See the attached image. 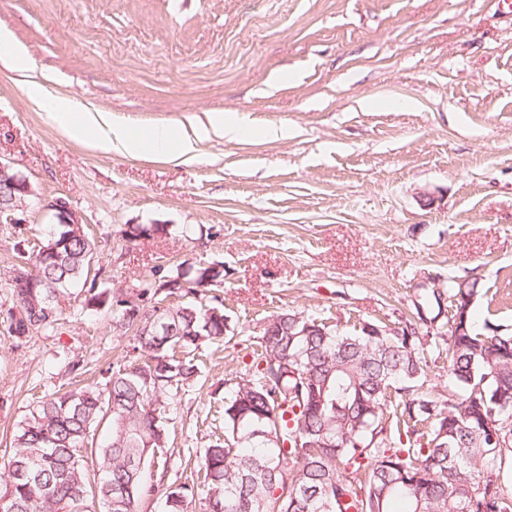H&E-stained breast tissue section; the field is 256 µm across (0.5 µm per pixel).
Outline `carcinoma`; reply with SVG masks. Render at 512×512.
<instances>
[{"label":"carcinoma","instance_id":"carcinoma-1","mask_svg":"<svg viewBox=\"0 0 512 512\" xmlns=\"http://www.w3.org/2000/svg\"><path fill=\"white\" fill-rule=\"evenodd\" d=\"M166 224H134L130 242L168 236ZM15 258L34 282L14 288L15 332L52 329L62 297L86 288V307L109 301L95 291V244L85 226L56 224L39 249L21 238ZM224 285V264L159 265L137 297L115 300L119 326L132 333L128 359L105 383L83 381L40 401L12 440L0 474L3 512H140L162 497L165 512H512V332L477 328V281L448 280L449 308L460 315L448 339L455 391L443 408L408 398L427 361L410 326L365 322L340 332L324 319L273 314L254 349V377L224 398V434L198 463L200 478L174 489L144 478L167 453L172 390L195 380V351L224 341V302L166 304ZM105 444L91 456L103 422Z\"/></svg>","mask_w":512,"mask_h":512}]
</instances>
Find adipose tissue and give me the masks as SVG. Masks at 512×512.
I'll list each match as a JSON object with an SVG mask.
<instances>
[{"instance_id": "ef3b65f1", "label": "adipose tissue", "mask_w": 512, "mask_h": 512, "mask_svg": "<svg viewBox=\"0 0 512 512\" xmlns=\"http://www.w3.org/2000/svg\"><path fill=\"white\" fill-rule=\"evenodd\" d=\"M47 107L71 138L78 139L85 133H93L97 147L106 153L117 149L131 156L150 152L173 160H187L195 156L199 143L212 134H221L228 141H238L254 132L253 127L235 113L217 115L208 124L189 132L160 125L143 135L127 126L112 123L101 114L76 111L72 101L66 98L48 101Z\"/></svg>"}]
</instances>
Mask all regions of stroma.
I'll use <instances>...</instances> for the list:
<instances>
[{
    "mask_svg": "<svg viewBox=\"0 0 512 512\" xmlns=\"http://www.w3.org/2000/svg\"><path fill=\"white\" fill-rule=\"evenodd\" d=\"M0 29L28 60L0 65V162L32 188L0 225V462L37 401L129 343L79 292L54 329L11 332L14 244L43 237L57 201L88 225L111 295L160 264L224 265L231 330L168 398L174 443L146 471L168 486L221 426L272 314L411 323L428 364L416 393L438 401L453 383L435 290L478 279L476 324L512 329V17L491 0H0ZM45 98L138 130L232 112L291 135L215 136L189 161L108 154L69 138ZM130 224L172 234L130 244Z\"/></svg>",
    "mask_w": 512,
    "mask_h": 512,
    "instance_id": "stroma-1",
    "label": "stroma"
}]
</instances>
